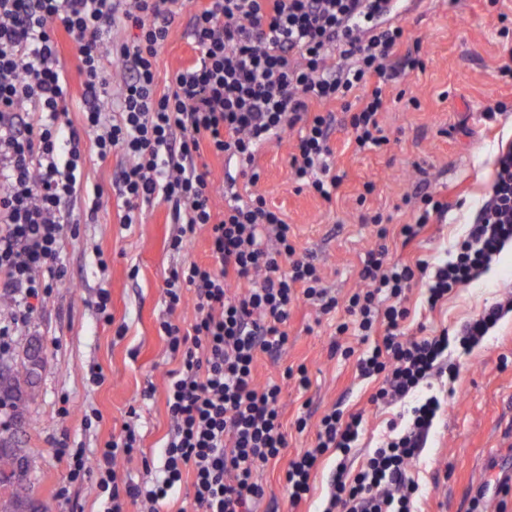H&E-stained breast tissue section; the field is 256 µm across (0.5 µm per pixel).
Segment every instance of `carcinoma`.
<instances>
[{
    "label": "carcinoma",
    "mask_w": 512,
    "mask_h": 512,
    "mask_svg": "<svg viewBox=\"0 0 512 512\" xmlns=\"http://www.w3.org/2000/svg\"><path fill=\"white\" fill-rule=\"evenodd\" d=\"M38 371L29 361L7 364L0 361V424L26 419L38 396ZM0 512H28L33 498L29 449L22 447L19 433L0 430Z\"/></svg>",
    "instance_id": "obj_1"
}]
</instances>
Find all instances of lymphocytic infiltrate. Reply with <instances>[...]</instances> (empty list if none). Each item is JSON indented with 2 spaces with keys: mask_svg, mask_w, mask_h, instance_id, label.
Segmentation results:
<instances>
[{
  "mask_svg": "<svg viewBox=\"0 0 512 512\" xmlns=\"http://www.w3.org/2000/svg\"><path fill=\"white\" fill-rule=\"evenodd\" d=\"M388 0H208L187 10L185 0H0V294L12 306L0 317V354L32 319L39 304L66 277L60 243L72 214L65 204L77 193L85 145L99 159L122 155L112 182L123 221H139L144 205L163 199L180 224L173 250L198 229L209 235L211 263L172 267L165 279L168 318L159 323L176 362L168 373L165 406L173 423L154 478L122 477L117 462L141 454V436L124 425L95 458L59 443L67 480L91 479L102 512H164L183 483L190 505L178 512H255L264 496L259 472L287 448L278 383H259V354L277 356L288 342L289 310L298 300L321 314L339 303L309 256L298 254L286 214L255 188L262 177V149L298 131L289 160L299 188L332 201L340 183L332 171L335 118L326 104L355 96L350 117L355 149L366 152L386 138L380 115L385 87L417 58L403 50L402 26L385 19ZM196 60L157 89V58L182 12ZM135 33L117 43L120 22ZM75 45L83 86L81 123L70 116V90L57 32ZM122 74L113 88L108 64ZM91 133L84 142L83 133ZM235 160L224 178L225 205L215 212L214 188L204 154ZM482 204L451 257L438 264L388 261L385 248L367 252L360 289L346 303L355 330L380 342L357 359L361 377L383 376L372 402L418 401L390 421L382 441L356 473L345 461L362 419L325 413L315 443L289 460L285 471L291 505L306 500L329 451L342 453L322 512H420L422 492L410 463L424 448L442 402L431 389L448 368V350L479 345L507 314L505 295L456 333L405 337L406 294L416 281L436 307L487 273L512 243V147L499 151ZM253 192L241 195L238 181ZM195 303L188 324L172 312L184 290Z\"/></svg>",
  "mask_w": 512,
  "mask_h": 512,
  "instance_id": "obj_1",
  "label": "lymphocytic infiltrate"
}]
</instances>
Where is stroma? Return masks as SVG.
<instances>
[{
  "mask_svg": "<svg viewBox=\"0 0 512 512\" xmlns=\"http://www.w3.org/2000/svg\"><path fill=\"white\" fill-rule=\"evenodd\" d=\"M410 39L421 42L422 68L393 80L381 126L388 142L379 149L357 153L352 130L341 104L332 134L334 163L342 178L332 202H324L292 182L289 159L296 133L266 146L258 163L263 169L259 191L269 204L282 208L296 232L299 251L314 258L326 285L346 297L359 285L358 270L365 253L385 247L391 261L414 264L417 259L445 258L464 235L492 180L499 149L512 145V82L498 75L512 54V0H406L399 18ZM195 52L187 37V20H176L158 54L159 90L169 75L187 65ZM498 111L497 120L483 117ZM120 155L109 161L87 152L79 191L68 207L80 224L66 233L61 257L66 278L53 288L27 326L12 339L9 360L22 362L31 344H40L39 398L30 407L22 435L32 461L34 497L47 512H99V495L91 483L68 485L67 466L54 453V444L69 439L93 455L106 440L132 423L141 434L143 456L120 463L122 475L143 480L144 459L158 457L171 429L165 406L168 370L174 363L159 322L166 315L164 280L168 270L184 261L209 262L206 231L193 235L182 251L170 241L178 231L167 203L146 206L140 223L121 224L122 209L109 188L123 165ZM373 192H366V183ZM104 195L96 214H89L94 186ZM447 198L450 207L441 219L426 225L413 240L399 229L411 223L414 207L407 204L416 188ZM381 215L389 234L378 239L375 227L362 223L365 215ZM107 269H100L99 260ZM111 294L112 322L101 319L96 301L100 289ZM512 291V253L500 259L478 281L449 295L437 308L424 302V284L415 282L407 294L410 316L406 332L432 334L454 329ZM344 308L319 315L309 302L293 305L288 318V344L278 357L259 355V382H280V412L288 446L280 460L259 475L265 489L257 512H318L336 466L328 452L312 482L306 502L291 507L284 474L289 459L312 446L316 424L335 408L363 416V434L351 454L357 469L376 445L402 404H375L380 387L356 370V353L366 345L354 333L337 335L338 323L348 321ZM353 349L351 357L331 355L332 343ZM304 366L308 388L286 378L287 368ZM102 370L105 381L95 385L90 369ZM454 382L434 388L444 398L425 448L413 464L422 488L423 512H471L472 489L482 486V512H512V491L504 492L499 477L512 471L503 432L512 424V315L503 319L471 353L448 358ZM69 416H60L61 406ZM136 416H129V409ZM307 417L297 429L298 417ZM69 486L68 499L58 498Z\"/></svg>",
  "mask_w": 512,
  "mask_h": 512,
  "instance_id": "35a3bbf8",
  "label": "stroma"
}]
</instances>
